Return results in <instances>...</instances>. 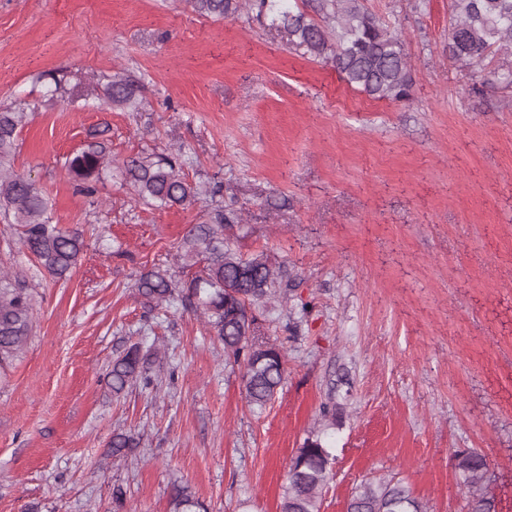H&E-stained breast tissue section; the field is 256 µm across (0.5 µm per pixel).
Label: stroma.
Masks as SVG:
<instances>
[{"instance_id": "obj_1", "label": "stroma", "mask_w": 512, "mask_h": 512, "mask_svg": "<svg viewBox=\"0 0 512 512\" xmlns=\"http://www.w3.org/2000/svg\"><path fill=\"white\" fill-rule=\"evenodd\" d=\"M359 3L403 41L410 99L348 87L244 12L0 0V109L27 111L13 166L86 240L53 279L0 213V260L34 297L30 342L0 377V512H113L117 487L124 512H170L177 485L209 512H281L309 437L332 455L321 512L392 477L430 512H468L460 448L485 455L487 491L512 512V88L475 92L449 59L450 0ZM114 74L136 104L102 105ZM95 130L113 169L92 205L63 163ZM177 148L189 180L223 184L218 201L138 200L123 160ZM216 203L236 216L228 245L283 273L259 315L288 374L261 412L203 319L178 301L149 310L135 288ZM135 343L163 352L155 386L113 395L112 362ZM116 433L139 447L113 454Z\"/></svg>"}]
</instances>
